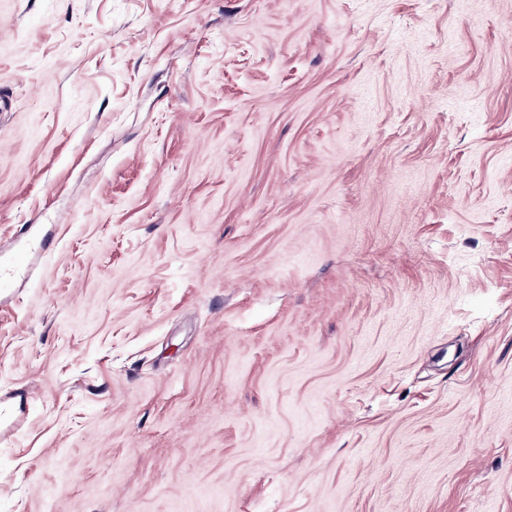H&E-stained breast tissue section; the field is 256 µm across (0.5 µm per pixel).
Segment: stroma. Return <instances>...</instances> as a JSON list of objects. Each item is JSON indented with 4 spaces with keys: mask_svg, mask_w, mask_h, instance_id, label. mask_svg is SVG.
<instances>
[{
    "mask_svg": "<svg viewBox=\"0 0 512 512\" xmlns=\"http://www.w3.org/2000/svg\"><path fill=\"white\" fill-rule=\"evenodd\" d=\"M0 512H512V0H0Z\"/></svg>",
    "mask_w": 512,
    "mask_h": 512,
    "instance_id": "1",
    "label": "stroma"
}]
</instances>
